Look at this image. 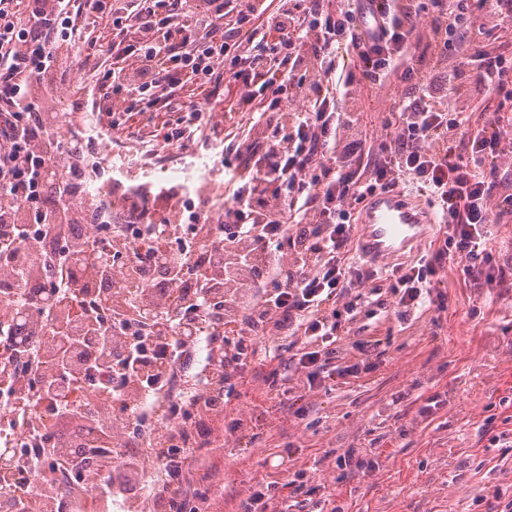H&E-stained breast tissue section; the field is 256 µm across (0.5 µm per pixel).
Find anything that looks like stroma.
Instances as JSON below:
<instances>
[{
  "label": "stroma",
  "instance_id": "1",
  "mask_svg": "<svg viewBox=\"0 0 512 512\" xmlns=\"http://www.w3.org/2000/svg\"><path fill=\"white\" fill-rule=\"evenodd\" d=\"M410 83L365 81L342 97L368 135L384 134L395 105L412 95ZM94 80L85 86L65 81L44 110L78 125L93 114ZM241 89L224 85V107L203 116L197 150L177 157L211 158L212 169L234 159L249 123L226 126L224 113L240 106ZM125 126L109 129L99 162L106 174L130 184L154 177L132 171L117 144L139 145ZM444 311L429 310L405 323L392 314L394 298L384 294L371 313L338 319L352 342L367 343L370 355L357 376L333 391L317 388L304 399L271 402L262 378L235 386L227 419L250 418L254 441L241 439L223 422L214 425L216 446L207 449L197 474L218 512H240L250 487L277 481V492L292 497L295 472L305 471L333 512H487L495 488L512 496V452L491 445L492 437L512 441V269H485L464 276L449 264L440 288ZM442 405L421 414L429 396ZM305 419H297V408ZM335 448H371L375 469L339 470Z\"/></svg>",
  "mask_w": 512,
  "mask_h": 512
}]
</instances>
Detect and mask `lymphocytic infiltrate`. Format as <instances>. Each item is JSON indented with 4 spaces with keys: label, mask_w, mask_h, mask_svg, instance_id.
<instances>
[{
    "label": "lymphocytic infiltrate",
    "mask_w": 512,
    "mask_h": 512,
    "mask_svg": "<svg viewBox=\"0 0 512 512\" xmlns=\"http://www.w3.org/2000/svg\"><path fill=\"white\" fill-rule=\"evenodd\" d=\"M385 2L377 30L363 36L353 10L332 0H279L269 14L257 0H0V279L17 285L42 329L34 367L18 373L14 320L0 317V368L9 370L0 391L48 413L41 438L52 450L11 456L0 484L15 487L28 472L36 481L5 512H111L117 500L138 512L146 498L156 512H210L185 462L212 447L226 384L264 367L274 401L288 392L289 363L308 387L334 388L359 372L346 362L338 309L357 315L388 292L405 319L432 302L447 262L469 277L504 266L484 226L512 222L500 168L512 146V58L462 34L487 18L511 26L512 0ZM230 16L233 40L224 36ZM83 18L111 21L110 52L82 48ZM416 38L436 68L447 48L463 49L476 90L500 97L501 108L475 122L449 114L442 85L404 59ZM67 58L96 77L113 126L165 109L166 139L184 149L202 111L221 105L225 76L244 105L266 97L258 137L228 171L224 206L202 190L187 214L166 204L180 188L129 190L123 211L143 226L133 252L120 227L95 224L111 197L74 207L101 133L62 131L41 110L44 89L64 83ZM360 77L417 86L376 139L338 107ZM187 87L194 101L171 108V94ZM405 180L434 199L442 235L435 251L382 278L347 260L353 215L367 195ZM500 193L506 204L491 212ZM79 250L109 261L89 291L74 285ZM201 342L220 347L219 357L172 395L174 368L194 364ZM162 415L184 423L149 429Z\"/></svg>",
    "instance_id": "f902f5d3"
}]
</instances>
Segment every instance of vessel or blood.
<instances>
[{
    "label": "vessel or blood",
    "instance_id": "obj_1",
    "mask_svg": "<svg viewBox=\"0 0 512 512\" xmlns=\"http://www.w3.org/2000/svg\"><path fill=\"white\" fill-rule=\"evenodd\" d=\"M383 0H356V22L366 30L381 19ZM437 221L431 207L400 188L368 197L356 225L360 256L376 266L404 252L419 251L431 238Z\"/></svg>",
    "mask_w": 512,
    "mask_h": 512
}]
</instances>
